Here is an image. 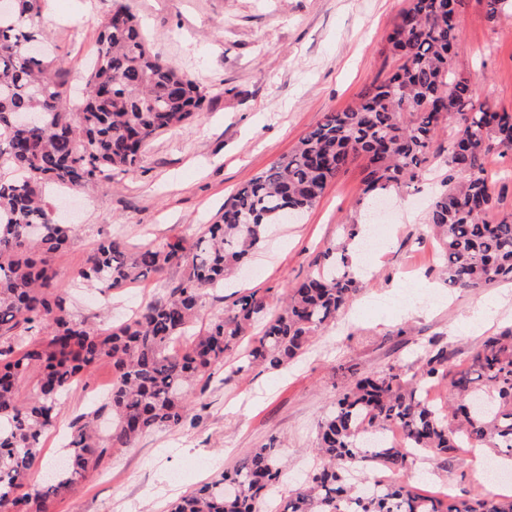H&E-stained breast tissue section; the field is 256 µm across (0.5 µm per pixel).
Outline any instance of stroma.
Returning <instances> with one entry per match:
<instances>
[{"mask_svg": "<svg viewBox=\"0 0 512 512\" xmlns=\"http://www.w3.org/2000/svg\"><path fill=\"white\" fill-rule=\"evenodd\" d=\"M152 50L209 91L191 124L161 133L145 148L143 163L112 186L77 198L50 191L64 207L71 241L55 260L60 280L83 265L95 244L112 236L134 246L173 235L192 237L212 223L242 184L288 154L299 139L341 110L393 65L385 38L407 0H126ZM112 0H47L40 28L55 64L83 85L93 55L96 23ZM455 49L458 71L479 75V100L512 112V14L496 23L483 0H466ZM366 162L357 159L332 180L316 206L292 224L277 225L224 288L208 295L200 320L230 309L238 293L256 290L271 300L314 269L315 258L352 219L363 192ZM438 164L414 187L390 192L373 251L362 253L363 275L345 313L313 340L308 351L278 370L240 369L229 354L194 397L195 419L154 430L132 447L113 451L50 512H170L174 501L232 468L248 449L275 442L285 473L298 483L317 464L311 452L317 426L331 410L351 370L375 372L413 362L416 344L438 337L464 359L483 337L512 326V281L480 292L448 286L443 262L425 222L440 191ZM179 271L136 287L101 294H69L72 310L97 321L131 315L140 304L164 298ZM102 362L67 395L55 429L28 474L41 485L58 463L70 422L112 385ZM475 459L430 463L415 484L444 493L474 489Z\"/></svg>", "mask_w": 512, "mask_h": 512, "instance_id": "35a3bbf8", "label": "stroma"}]
</instances>
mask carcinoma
I'll return each mask as SVG.
<instances>
[{
  "mask_svg": "<svg viewBox=\"0 0 512 512\" xmlns=\"http://www.w3.org/2000/svg\"><path fill=\"white\" fill-rule=\"evenodd\" d=\"M12 3L11 13H0V512H49L112 450L182 427L196 389L253 324L262 329L244 367L277 370L303 354L357 291L349 255L360 234L356 219L282 304L245 291L228 313L190 330L209 292L224 287L272 226L314 206L359 157L367 161L363 194L375 198L414 183L441 158L443 190L426 223L448 285L477 292L512 281V212L492 217L502 199L487 168L493 154L512 156V112L478 101L475 78L454 68L463 0H408L386 37L393 68L239 187L200 234L133 248L102 239L66 283L54 260L68 248L71 227L56 220L46 186L112 185L116 174L140 166L148 141L190 124L207 92L153 53L129 7L113 0L77 111L68 112L67 73L53 68L40 41L45 0ZM485 7L493 22L512 12V0H485ZM172 269L182 275L169 297L121 323L78 318L67 304L76 285L106 293ZM448 359L431 337L414 367L356 376L318 426L319 468L279 499L276 512H512V495H428L410 482L422 455L446 463L461 450H483L512 461V329L475 345L453 373ZM102 361L114 373L110 394L70 423L67 464L29 489L28 471L63 397ZM30 376L33 392L24 397ZM447 380L446 402L426 399L425 388ZM391 426L410 448L368 444ZM357 471L366 473L362 488L352 483ZM282 476L274 443L251 448L172 512H264Z\"/></svg>",
  "mask_w": 512,
  "mask_h": 512,
  "instance_id": "1",
  "label": "carcinoma"
}]
</instances>
